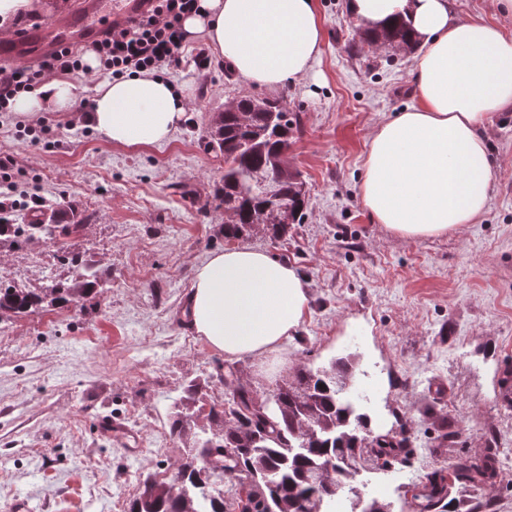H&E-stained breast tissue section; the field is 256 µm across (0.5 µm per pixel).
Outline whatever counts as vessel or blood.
I'll return each instance as SVG.
<instances>
[{
  "label": "vessel or blood",
  "mask_w": 512,
  "mask_h": 512,
  "mask_svg": "<svg viewBox=\"0 0 512 512\" xmlns=\"http://www.w3.org/2000/svg\"><path fill=\"white\" fill-rule=\"evenodd\" d=\"M147 7V0H76L70 10L52 18L44 28L22 38H0V63L35 62L61 47H79Z\"/></svg>",
  "instance_id": "1"
}]
</instances>
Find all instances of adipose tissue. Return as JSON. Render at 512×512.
Returning <instances> with one entry per match:
<instances>
[{"instance_id": "ef3b65f1", "label": "adipose tissue", "mask_w": 512, "mask_h": 512, "mask_svg": "<svg viewBox=\"0 0 512 512\" xmlns=\"http://www.w3.org/2000/svg\"><path fill=\"white\" fill-rule=\"evenodd\" d=\"M182 20L245 82L270 89L305 80L322 54L316 0H200ZM371 28L404 19L417 40L411 69L420 103L372 132L359 194L376 223L404 238L440 236L476 223L489 206L493 172L482 133L492 113L512 108V34L456 18L448 0H347ZM76 86L47 77L13 103L15 116L69 110ZM186 93L167 79L134 74L97 83L85 121L112 144L151 146L185 120ZM308 284L264 250L230 247L196 270L193 326L225 358L277 352L308 310Z\"/></svg>"}]
</instances>
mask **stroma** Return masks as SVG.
<instances>
[{
	"mask_svg": "<svg viewBox=\"0 0 512 512\" xmlns=\"http://www.w3.org/2000/svg\"><path fill=\"white\" fill-rule=\"evenodd\" d=\"M318 3L321 59L309 78L275 90L226 78L202 38L186 40L169 78L185 88L188 112L165 143L118 146L73 113L48 112L61 142L53 148L18 139L0 112L18 190L45 197L59 220L67 206L84 210L91 227L71 249L108 276L97 303L0 323V512L18 503L27 512H119L146 475L172 474L181 445L169 433L171 406L189 380H207L222 398L221 376L232 371L268 395L294 368L349 354L373 432L402 421L409 430L388 469L360 472V496L412 512L427 474L459 456L491 455L497 478L452 495L440 512H468L478 495L512 512V109L486 122L495 178L478 223L439 238L394 236L371 219L359 184L373 130L418 102L412 59L365 45L347 0ZM244 95L283 99L300 118L288 162L307 183L303 220L282 240L248 243L306 278L309 305L278 354L229 360L192 328L190 294L195 268L227 246L222 212L200 209L224 173L202 140L213 115ZM75 273L44 242L0 250V279L18 287ZM101 415L124 423L125 440L99 434Z\"/></svg>",
	"mask_w": 512,
	"mask_h": 512,
	"instance_id": "35a3bbf8",
	"label": "stroma"
}]
</instances>
